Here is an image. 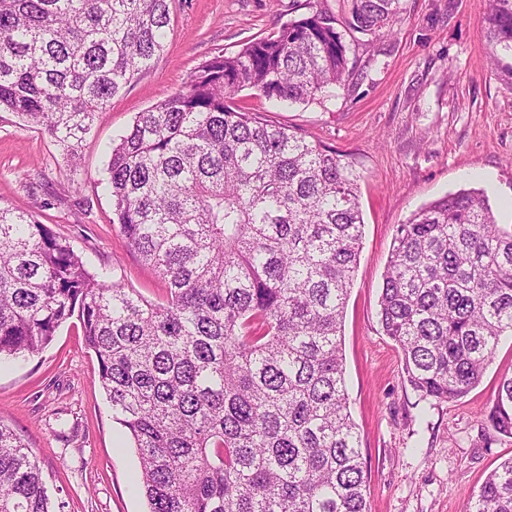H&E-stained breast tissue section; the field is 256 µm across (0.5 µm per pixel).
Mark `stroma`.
Here are the masks:
<instances>
[{"label": "stroma", "mask_w": 512, "mask_h": 512, "mask_svg": "<svg viewBox=\"0 0 512 512\" xmlns=\"http://www.w3.org/2000/svg\"><path fill=\"white\" fill-rule=\"evenodd\" d=\"M320 8L338 21L347 0H174L153 68L100 113L76 158L0 111V205L32 212L68 239L89 270L109 268L156 300L164 284L112 222L105 188L112 145L142 112L183 89L198 66L230 55ZM484 0H400L394 31L345 34L348 81L305 105L279 107L242 92L270 123L336 149L359 172L363 238L346 306L342 348L352 416L362 437L370 512H464L512 438L487 416L512 336H501L477 386L451 402L410 386L378 321L382 277L398 225L461 189H484L512 224V85L487 57ZM0 422L29 445L60 512H146L139 463L98 382L78 319L27 359H0Z\"/></svg>", "instance_id": "35a3bbf8"}]
</instances>
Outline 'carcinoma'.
I'll return each mask as SVG.
<instances>
[{"label": "carcinoma", "instance_id": "cac0c4a2", "mask_svg": "<svg viewBox=\"0 0 512 512\" xmlns=\"http://www.w3.org/2000/svg\"><path fill=\"white\" fill-rule=\"evenodd\" d=\"M172 0H0V109L70 156L164 48ZM399 0H350L348 28L391 33ZM313 10L144 112L110 150L112 223L165 284L146 299L93 274L33 214L0 207V357L34 356L78 317L148 512H368L342 322L360 256L359 175L336 150L237 104L305 103L350 76ZM483 37L512 78V0ZM380 327L423 398L455 401L512 333V225L483 189L398 225ZM492 426L512 436V373ZM0 512H53L32 450L0 421ZM469 512H512V457Z\"/></svg>", "mask_w": 512, "mask_h": 512}]
</instances>
